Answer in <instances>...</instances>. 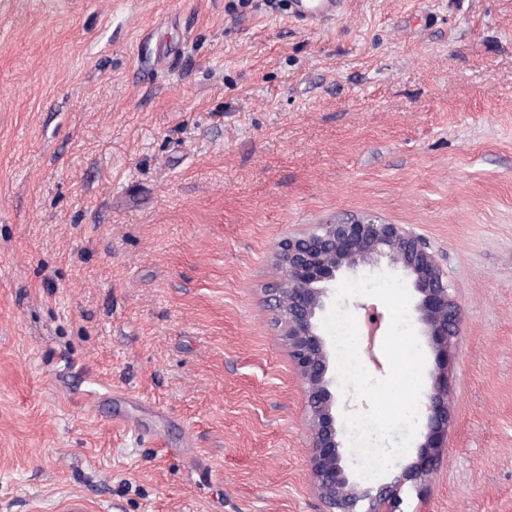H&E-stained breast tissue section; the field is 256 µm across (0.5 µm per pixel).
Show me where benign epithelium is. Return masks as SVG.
Listing matches in <instances>:
<instances>
[{"label":"benign epithelium","instance_id":"1","mask_svg":"<svg viewBox=\"0 0 512 512\" xmlns=\"http://www.w3.org/2000/svg\"><path fill=\"white\" fill-rule=\"evenodd\" d=\"M372 259L404 272L410 280L414 312L422 335L436 352L437 371L422 402V441L412 461L393 480L363 488L342 464L335 394L330 390V352L318 317L340 271H354ZM279 280L271 289L274 326L288 346L290 360L302 381L312 448L309 465L321 501L339 512H400L407 483L421 489L444 460L448 411V347L459 335L461 310L448 288L447 276L424 238L401 224H384L367 216L350 222L314 224L283 238L275 252ZM369 341H374L382 315L362 306Z\"/></svg>","mask_w":512,"mask_h":512}]
</instances>
